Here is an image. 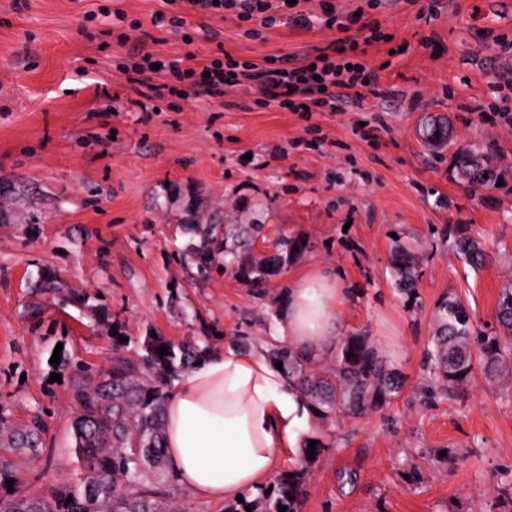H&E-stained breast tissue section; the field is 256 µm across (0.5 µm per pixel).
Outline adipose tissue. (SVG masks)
Wrapping results in <instances>:
<instances>
[{"mask_svg": "<svg viewBox=\"0 0 512 512\" xmlns=\"http://www.w3.org/2000/svg\"><path fill=\"white\" fill-rule=\"evenodd\" d=\"M344 290L334 272L288 282L280 331L319 359L336 335L333 312ZM312 410L287 375L260 350L236 343L212 353L169 392L165 445L178 482L196 496L232 500L264 487L311 429Z\"/></svg>", "mask_w": 512, "mask_h": 512, "instance_id": "adipose-tissue-1", "label": "adipose tissue"}]
</instances>
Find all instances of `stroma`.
Here are the masks:
<instances>
[{
    "label": "stroma",
    "mask_w": 512,
    "mask_h": 512,
    "mask_svg": "<svg viewBox=\"0 0 512 512\" xmlns=\"http://www.w3.org/2000/svg\"><path fill=\"white\" fill-rule=\"evenodd\" d=\"M331 2L342 17L362 10L392 40L366 56L378 92L306 118L257 106L248 81L160 99L166 72L144 86L121 68L139 50L163 64L189 52L302 58L339 35L318 22L322 0L272 7L265 24L191 0H0V181L21 186L0 202V418L46 425L43 457L0 450L21 492L70 480L76 364L141 368L151 333L214 350L228 338L266 345L288 279L325 268L348 290L342 334L383 351L402 389L385 411L334 428L315 421L312 438L336 445L311 467L301 512H512V380L492 386L477 370L448 398L425 364L441 299L460 296L491 331L512 282V126L490 110L512 73L497 43L512 40V0ZM174 15L184 27L169 24ZM439 121L449 138L435 145L424 132ZM462 150L502 185L473 183L456 164ZM214 217L261 225L258 256L284 237L306 247L274 276L202 277L182 255ZM461 232L483 245L482 267L461 260ZM398 243L417 280L407 295L394 288ZM44 269L85 305L41 288ZM154 489L177 512L232 508L175 480Z\"/></svg>",
    "instance_id": "35a3bbf8"
}]
</instances>
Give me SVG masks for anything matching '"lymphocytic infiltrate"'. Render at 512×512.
I'll use <instances>...</instances> for the list:
<instances>
[{"instance_id":"lymphocytic-infiltrate-1","label":"lymphocytic infiltrate","mask_w":512,"mask_h":512,"mask_svg":"<svg viewBox=\"0 0 512 512\" xmlns=\"http://www.w3.org/2000/svg\"><path fill=\"white\" fill-rule=\"evenodd\" d=\"M382 39V34L374 29L358 39L339 37L299 63L284 57L270 58L259 65L228 55L211 59L198 69L189 53L184 60L170 65L164 89L179 96L183 84L188 82L201 88L205 95L214 96L221 94L223 87L250 80L258 84L262 106L319 112L335 108L342 99L361 97L363 91H376L377 74L364 64L363 58L368 47Z\"/></svg>"}]
</instances>
